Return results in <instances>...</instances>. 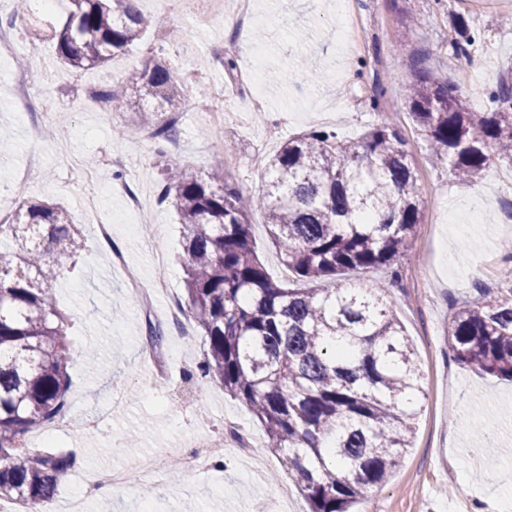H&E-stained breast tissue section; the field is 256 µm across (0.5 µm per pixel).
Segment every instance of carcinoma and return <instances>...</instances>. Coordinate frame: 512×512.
<instances>
[{"label": "carcinoma", "mask_w": 512, "mask_h": 512, "mask_svg": "<svg viewBox=\"0 0 512 512\" xmlns=\"http://www.w3.org/2000/svg\"><path fill=\"white\" fill-rule=\"evenodd\" d=\"M57 34L64 65L99 67L138 43L147 28L134 0H70ZM455 55L477 41L455 24ZM143 124L171 140L167 112L184 95L182 74L156 54L126 76ZM112 111L127 109L124 90H103ZM409 115L471 183L497 157L512 163V65L502 68L491 112H471L448 80L414 74ZM264 190L246 196L224 176V159L207 177L168 168L160 202L183 228L186 308L208 343L198 370L243 402L265 428L282 468L310 512H352L393 473L411 445L420 397L415 352L387 303L383 282L360 292L286 288L267 274L251 246L250 215L265 214L270 241L297 281L339 279L381 270L394 279L423 209L406 141L381 122L357 141L334 130L289 139L266 163ZM0 500L29 505L53 497L70 454L21 447L28 433L63 415L69 388L68 317L53 285L76 264L80 232L66 210L22 200L0 224ZM504 287L482 292L448 320V348L461 365L512 382V266ZM344 338L351 348L336 350Z\"/></svg>", "instance_id": "carcinoma-1"}]
</instances>
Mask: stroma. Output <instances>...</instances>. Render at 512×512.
Wrapping results in <instances>:
<instances>
[{"instance_id":"obj_1","label":"stroma","mask_w":512,"mask_h":512,"mask_svg":"<svg viewBox=\"0 0 512 512\" xmlns=\"http://www.w3.org/2000/svg\"><path fill=\"white\" fill-rule=\"evenodd\" d=\"M237 0H224L223 15L204 28L194 18L205 0H140L151 21L142 41L102 67L73 71L58 59L51 30L43 18L62 19L69 4L50 9L28 0L16 13L14 0H0V18L13 20L14 50L7 67L27 58L34 70H51L52 85L31 81L56 128L40 144L29 138L37 115L20 111L7 83L0 81V214L12 215L20 198L65 207L83 237L75 268L54 285L58 307L70 319V387L65 414L71 427L59 432L55 448L77 455L74 470L61 478L56 506L81 491L80 473L108 468L127 470L138 459L181 455L185 447L228 425L252 445L251 456L229 452L203 471L167 475L150 494L126 483L110 497L92 498L89 512H274L280 492H287L290 512L308 506L268 446L264 427L241 402L211 379H200L198 363L207 345L201 333L183 342L166 325L163 348L172 357L166 380L149 383L151 349L148 316L130 283L152 287L165 279L171 295L156 297L157 316L170 300L185 301L182 227L177 213L159 203L158 185L165 168L180 167L190 176L211 173L224 158V173L246 193L257 192L266 175L254 166L256 155L270 157L291 137L323 128L357 140L382 121L397 126L407 141L417 178L424 222L417 230L415 256L397 263L399 278L384 299L410 337L420 367L423 390L413 446L392 476L371 489L359 512H502L512 490V383L482 375L458 364L446 343L448 317L454 308L499 285L502 259L512 251V164L493 161L470 185H460L448 163L429 157L425 137L413 124L402 88L401 61L415 69L446 77L473 112L493 108L490 94L502 67L512 61V11L497 0L475 8L472 0H253V18L244 29L232 20ZM420 20L414 30L402 26L404 13ZM464 15L481 42L459 64L452 42L454 19ZM231 42L235 74L220 64L218 46ZM181 71L191 95L177 106L179 130L174 144L162 143L140 125L135 110L111 111L98 89H119L125 75L151 49ZM300 57L310 70H324L323 80L309 83L307 72L282 80H265V106L247 117L213 129L205 117L210 101L201 88L224 85L246 93L254 62L263 66L285 57ZM388 77L380 107H373L377 77ZM42 160L28 162L31 151ZM133 156L132 167L114 171L112 158ZM91 167L106 190L98 210L82 202L78 170ZM141 191L143 213H150L152 237L138 226L143 213L130 212L128 195ZM112 227L102 238L96 227ZM166 254L164 266L151 258V242ZM100 417L98 430L83 422ZM136 436L134 452L117 442ZM495 443V467L481 450Z\"/></svg>"}]
</instances>
